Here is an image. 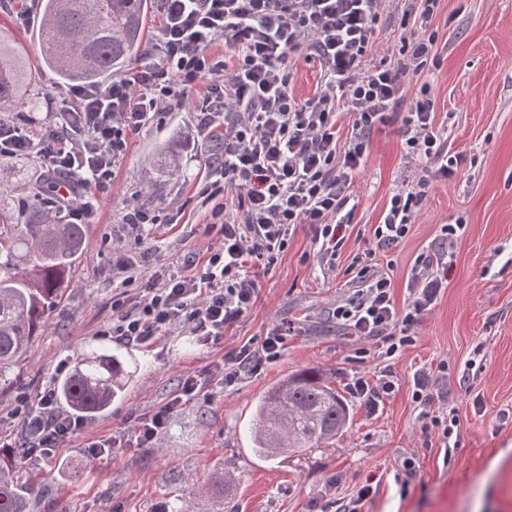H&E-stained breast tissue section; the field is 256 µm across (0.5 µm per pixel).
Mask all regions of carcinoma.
<instances>
[{"instance_id": "obj_1", "label": "carcinoma", "mask_w": 512, "mask_h": 512, "mask_svg": "<svg viewBox=\"0 0 512 512\" xmlns=\"http://www.w3.org/2000/svg\"><path fill=\"white\" fill-rule=\"evenodd\" d=\"M41 64L64 84L104 79L135 55L147 25L145 0H41ZM33 74L20 49L0 38V112L17 107ZM83 225L66 224L49 183L39 182L33 202L0 212V387L15 372L43 314L69 287L82 250ZM136 371L132 356L90 343L72 372L56 382V397L72 411L94 416L123 397ZM346 398L315 368L289 374L258 399L250 427L252 451L288 463L344 435ZM25 448H0V512H29L35 482L17 462Z\"/></svg>"}]
</instances>
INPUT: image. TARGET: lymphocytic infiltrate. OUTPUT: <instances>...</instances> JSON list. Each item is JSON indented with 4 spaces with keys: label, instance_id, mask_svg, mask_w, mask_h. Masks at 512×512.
<instances>
[{
    "label": "lymphocytic infiltrate",
    "instance_id": "f902f5d3",
    "mask_svg": "<svg viewBox=\"0 0 512 512\" xmlns=\"http://www.w3.org/2000/svg\"><path fill=\"white\" fill-rule=\"evenodd\" d=\"M161 17L151 43L155 61L102 82L68 87L57 115L31 138L0 120V159L27 157L49 177L76 176L82 195L59 191L56 203L72 224L92 223L125 158L132 134L151 126L172 103L198 84L207 92L192 110L199 130L224 131L220 153L209 154L208 197L237 195L242 214L225 213L207 225L212 236L202 268L173 272L163 287L126 289L137 274L121 265V292L112 297L109 336L145 344L162 330L191 322L200 345L219 342L258 297V272L274 264L296 225H310L321 251L333 255L354 210L351 188L369 158L374 128L399 124L404 160L415 176L392 194L373 236L378 248L402 241L418 208L441 181L465 164L449 154L445 129L427 75L438 66L442 45L431 24L440 0H401L405 20L393 57L372 64L380 21L390 0H154ZM223 41L227 59L210 49ZM315 58L321 85L309 99L290 89L292 56ZM349 117V137L339 123ZM447 253L417 257L408 281L409 300L396 308L391 280L362 255L348 265L360 289L333 314L358 337L374 340L386 357L410 345L413 330L442 286L438 268ZM282 329L260 347L243 345L225 363L220 380L232 386L277 360ZM81 417L61 414L52 390L25 408L24 447L49 455L81 429Z\"/></svg>",
    "mask_w": 512,
    "mask_h": 512
}]
</instances>
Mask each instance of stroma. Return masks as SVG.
Returning <instances> with one entry per match:
<instances>
[{"label": "stroma", "instance_id": "stroma-1", "mask_svg": "<svg viewBox=\"0 0 512 512\" xmlns=\"http://www.w3.org/2000/svg\"><path fill=\"white\" fill-rule=\"evenodd\" d=\"M29 0L0 9V35L27 55L36 77L32 106L0 114L39 134L64 91L40 65L36 24L19 26ZM432 26L447 50L431 70L436 119L448 148L468 163L436 184L407 237L378 250L373 229L392 191L411 181L398 125L372 134L370 156L356 178L353 220L336 259L319 253L310 225H297L277 262L260 278L258 299L219 343L196 345L190 325L161 332L127 350L138 370L125 398L87 419L52 455L25 459L37 481L33 512H512V0H440ZM220 133L201 135L184 108L162 113L135 134L116 170L95 223L72 269V286L48 310L14 385L0 388V435L20 437L22 400L60 378L90 342L119 348L105 336L112 323L118 263L165 277L203 256L206 224L235 196L207 199L206 155ZM41 170L32 160L0 161V190L9 202L32 201ZM140 209L152 224H126ZM462 224L444 271L443 288L420 319L413 344L380 357L374 342L350 335L332 316L357 287L344 270L372 249L376 270L392 278L403 308L419 254L440 250V227ZM275 327L287 329L280 357L231 387L214 383L225 361L245 343L260 345ZM314 367L340 392L352 378L391 375L395 388L375 411L351 400L348 431L326 449L285 464L250 450L255 400L279 379ZM431 374L428 394L454 416V446L424 426L413 397L418 372ZM207 380L169 417L152 444L135 428L180 393L187 377ZM114 438L118 447L97 448ZM370 485L372 494L358 500Z\"/></svg>", "mask_w": 512, "mask_h": 512}]
</instances>
